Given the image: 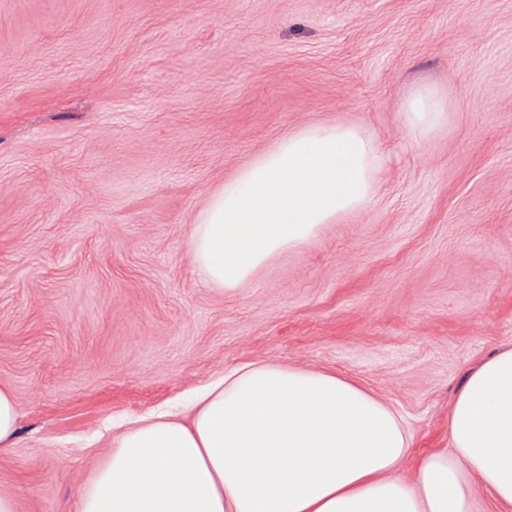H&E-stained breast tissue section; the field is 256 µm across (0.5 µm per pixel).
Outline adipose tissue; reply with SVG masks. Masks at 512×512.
<instances>
[{
    "label": "adipose tissue",
    "mask_w": 512,
    "mask_h": 512,
    "mask_svg": "<svg viewBox=\"0 0 512 512\" xmlns=\"http://www.w3.org/2000/svg\"><path fill=\"white\" fill-rule=\"evenodd\" d=\"M409 136L448 121L432 86L402 104ZM384 165L374 133L336 121L287 134L197 213L189 252L225 293L324 225L366 208ZM77 512H512V346L471 369L448 409V445L414 452L402 415L331 372L245 363L207 386L190 420L161 413L112 439Z\"/></svg>",
    "instance_id": "obj_1"
}]
</instances>
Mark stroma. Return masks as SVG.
Returning a JSON list of instances; mask_svg holds the SVG:
<instances>
[{"label": "stroma", "mask_w": 512, "mask_h": 512, "mask_svg": "<svg viewBox=\"0 0 512 512\" xmlns=\"http://www.w3.org/2000/svg\"><path fill=\"white\" fill-rule=\"evenodd\" d=\"M448 93L410 139L401 104ZM369 126V207L230 294L188 252L210 192L304 125ZM512 345V0H0V488L76 512L112 437L247 361L327 370L448 445ZM448 94L436 87L415 89L402 104V120L409 136L417 143H428L436 131L448 124ZM19 415L13 394L0 388V451L12 448L17 438Z\"/></svg>", "instance_id": "stroma-1"}]
</instances>
